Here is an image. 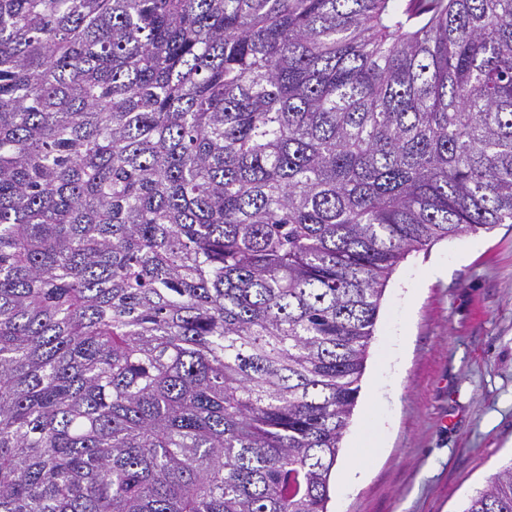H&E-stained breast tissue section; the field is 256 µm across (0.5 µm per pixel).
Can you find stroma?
<instances>
[{
    "mask_svg": "<svg viewBox=\"0 0 512 512\" xmlns=\"http://www.w3.org/2000/svg\"><path fill=\"white\" fill-rule=\"evenodd\" d=\"M437 258L447 273L432 281ZM369 408L377 455L354 485L334 469L328 512H464L512 465V224L437 242L396 266L340 457Z\"/></svg>",
    "mask_w": 512,
    "mask_h": 512,
    "instance_id": "1",
    "label": "stroma"
}]
</instances>
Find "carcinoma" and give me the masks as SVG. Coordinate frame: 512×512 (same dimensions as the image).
Wrapping results in <instances>:
<instances>
[{
    "label": "carcinoma",
    "instance_id": "cac0c4a2",
    "mask_svg": "<svg viewBox=\"0 0 512 512\" xmlns=\"http://www.w3.org/2000/svg\"><path fill=\"white\" fill-rule=\"evenodd\" d=\"M511 223L512 0H0V512H327L389 275Z\"/></svg>",
    "mask_w": 512,
    "mask_h": 512
}]
</instances>
